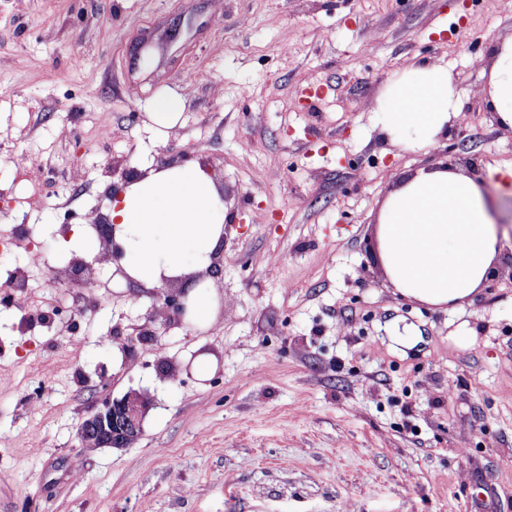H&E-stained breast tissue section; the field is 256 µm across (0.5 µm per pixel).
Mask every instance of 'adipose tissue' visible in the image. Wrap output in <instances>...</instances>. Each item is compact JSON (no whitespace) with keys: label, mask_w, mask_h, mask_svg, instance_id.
I'll use <instances>...</instances> for the list:
<instances>
[{"label":"adipose tissue","mask_w":512,"mask_h":512,"mask_svg":"<svg viewBox=\"0 0 512 512\" xmlns=\"http://www.w3.org/2000/svg\"><path fill=\"white\" fill-rule=\"evenodd\" d=\"M484 96L500 127L512 129V34L494 40ZM457 89L447 67L412 64L383 91L378 125L395 144L433 146L456 115ZM483 186L439 164L398 181L384 198L376 238L384 274L401 295L452 306L473 296L491 274L499 230ZM124 272L150 288L161 275L190 279L189 318L210 323L215 286L208 271L222 246L224 208L195 162L139 176L112 206Z\"/></svg>","instance_id":"obj_1"}]
</instances>
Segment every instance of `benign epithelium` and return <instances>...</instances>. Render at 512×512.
<instances>
[{
    "label": "benign epithelium",
    "mask_w": 512,
    "mask_h": 512,
    "mask_svg": "<svg viewBox=\"0 0 512 512\" xmlns=\"http://www.w3.org/2000/svg\"><path fill=\"white\" fill-rule=\"evenodd\" d=\"M95 229L106 245L111 247L112 257L120 256L121 252L114 241L113 224L102 219L95 225ZM185 311V289L169 288L156 317L164 324L173 317L180 321L184 318ZM149 406L148 398L137 392H129L120 399L109 398L80 424L79 439L83 443H90L92 448H124L129 445L130 440L141 434Z\"/></svg>",
    "instance_id": "benign-epithelium-1"
}]
</instances>
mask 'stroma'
<instances>
[{
  "label": "stroma",
  "mask_w": 512,
  "mask_h": 512,
  "mask_svg": "<svg viewBox=\"0 0 512 512\" xmlns=\"http://www.w3.org/2000/svg\"><path fill=\"white\" fill-rule=\"evenodd\" d=\"M509 34L512 0H0V512H512V191L487 179L512 131L482 93ZM419 61L459 106L410 150L375 109ZM145 161L199 162L226 197L210 325L150 323L161 287L112 259L94 300L72 282L62 238ZM440 163L485 182L501 234L454 308L396 292L376 239L397 180ZM132 390L143 436L82 445ZM184 108L183 100L177 95H164L155 99L150 119L154 124L172 127V123Z\"/></svg>",
  "instance_id": "1"
}]
</instances>
